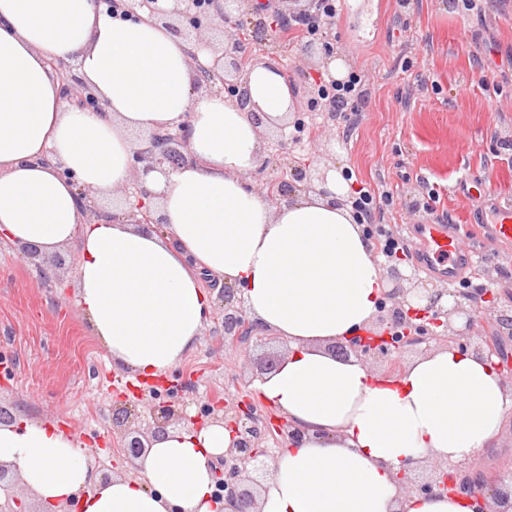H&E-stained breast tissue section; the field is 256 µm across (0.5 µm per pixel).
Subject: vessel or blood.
Segmentation results:
<instances>
[{
    "mask_svg": "<svg viewBox=\"0 0 512 512\" xmlns=\"http://www.w3.org/2000/svg\"><path fill=\"white\" fill-rule=\"evenodd\" d=\"M485 232L497 244L512 246L511 203H504L493 211ZM419 249L428 260V268L448 274L452 279L457 277L461 262L472 256L466 233L457 224L423 223Z\"/></svg>",
    "mask_w": 512,
    "mask_h": 512,
    "instance_id": "obj_1",
    "label": "vessel or blood"
}]
</instances>
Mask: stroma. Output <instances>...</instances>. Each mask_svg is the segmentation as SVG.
Segmentation results:
<instances>
[{
    "mask_svg": "<svg viewBox=\"0 0 512 512\" xmlns=\"http://www.w3.org/2000/svg\"><path fill=\"white\" fill-rule=\"evenodd\" d=\"M248 51L275 60L291 83L307 126L331 128L316 148H266L253 182L274 177L291 158H324L366 186L392 190L383 207L388 224H414L428 210L480 236L498 200L512 198V0H348L320 36L344 55L350 71L368 76L357 111L312 112L310 78L322 74L325 53L252 26L251 4L240 16ZM486 192L469 195L472 184ZM480 280L512 299V254L482 248ZM78 253L22 258L0 240V407L32 421L53 419L79 431L97 472L111 471L120 454L112 426V396L129 381L126 369L91 336L76 304ZM53 267L50 279L39 271ZM287 344L232 351L218 310H211L195 349L167 375V395L180 413L198 416L217 394L247 395L268 357Z\"/></svg>",
    "mask_w": 512,
    "mask_h": 512,
    "instance_id": "stroma-1",
    "label": "stroma"
}]
</instances>
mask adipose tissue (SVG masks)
<instances>
[{
    "instance_id": "ef3b65f1",
    "label": "adipose tissue",
    "mask_w": 512,
    "mask_h": 512,
    "mask_svg": "<svg viewBox=\"0 0 512 512\" xmlns=\"http://www.w3.org/2000/svg\"><path fill=\"white\" fill-rule=\"evenodd\" d=\"M192 44L139 13L92 0H0V236L51 253L76 244L77 305L113 362L163 377L193 351L215 294L241 288L250 317L288 343L254 390L305 432L280 450L258 512H472L463 495L406 493L400 475L476 460L512 413V385L450 346L378 374L328 347L368 328L388 289L373 244L345 200L341 169L325 191L271 206L249 181L265 154L250 115L276 120L296 99L273 63L250 70L248 99L199 95ZM73 59L103 106L64 96L54 64ZM188 127L190 162L144 180L163 228L126 212L87 219L81 192L117 196L134 180L140 131ZM230 446L213 423L154 441L137 476L101 483L79 439L53 421L0 424V463L52 512H234L212 501L211 460Z\"/></svg>"
}]
</instances>
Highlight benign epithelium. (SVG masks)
Wrapping results in <instances>:
<instances>
[{
  "mask_svg": "<svg viewBox=\"0 0 512 512\" xmlns=\"http://www.w3.org/2000/svg\"><path fill=\"white\" fill-rule=\"evenodd\" d=\"M108 3L109 11L133 14L141 8L162 14L154 7L159 0H93L96 6ZM240 0H186V6L176 11L178 35L200 40L201 31L210 25L211 15L220 19V32L224 43V64L220 68H202L204 82L216 80L222 83V90L229 96H235L240 106L247 104V98L240 92L239 85L248 69L258 62L256 58L238 56L242 52L243 42L239 31V22L233 20V10ZM64 94L69 104L83 110L100 112L102 108L98 99L73 76L65 77ZM187 159V133L185 127L150 133L143 142V147L135 152V161L145 163L143 173L166 167L174 169ZM319 176L307 173L306 168L292 164L280 175L263 182L259 191L265 198L278 204L287 200L296 190H311L316 187ZM147 191L138 188L135 194L136 210L139 224H155L157 220L145 202ZM387 277L395 281V287L385 294L379 304V317L374 331H365L344 342L333 346L332 353L346 360L352 356L364 362H384L391 369L398 366V358L409 347L444 341L462 351H469L479 359L489 362L500 358L503 353L499 342L484 336L482 325L509 322L503 315V309L497 298L486 292L485 304L475 303L471 295L457 289H440L430 291L417 284L410 288L400 286L405 280L399 264L395 261L382 264ZM455 298L454 305H443L446 295ZM220 315L224 320V340L232 349L243 344H264L270 336L261 333L253 320L247 315L240 289L224 286L219 295ZM257 406L248 399L236 403L214 401L209 404L205 418L196 422H227L232 433V445L225 452L224 473L214 482L213 497L217 501L226 500L238 508V512H251L255 505V490L260 480L253 474L266 475L268 463L266 458L274 457L270 448L259 447L260 439L265 435L275 436L285 444L299 441L300 431L292 427L284 417L275 419L269 415L257 419ZM150 413L153 426L148 432H140L129 427L119 434V448L122 456L128 460H137L150 447L151 441L164 437L170 428L180 424L182 417L175 413L171 405L154 403ZM404 488L409 493L432 495L436 492L452 494L465 493L476 505L474 512H492L488 498H493L500 506L497 512H512V471L495 475L486 483L477 462L460 463L450 467L438 468L434 474L418 483H411L409 475L403 476Z\"/></svg>",
  "mask_w": 512,
  "mask_h": 512,
  "instance_id": "1",
  "label": "benign epithelium"
}]
</instances>
